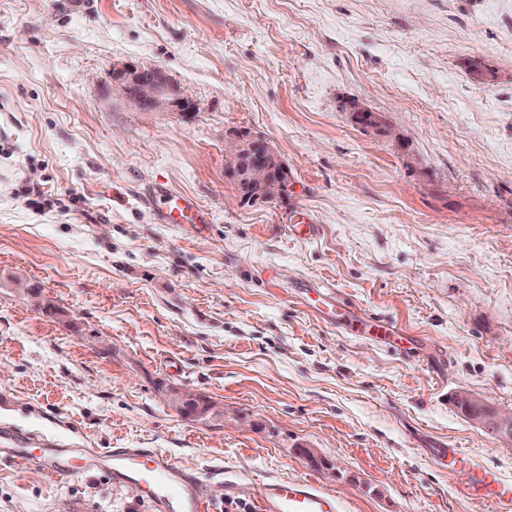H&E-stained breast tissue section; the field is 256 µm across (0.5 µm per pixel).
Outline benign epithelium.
<instances>
[{"label":"benign epithelium","mask_w":512,"mask_h":512,"mask_svg":"<svg viewBox=\"0 0 512 512\" xmlns=\"http://www.w3.org/2000/svg\"><path fill=\"white\" fill-rule=\"evenodd\" d=\"M114 80L128 98L145 109H176L189 112L191 103L182 97L176 86L163 71L156 67L136 68L122 66L114 70ZM350 120L364 130L380 128V118L367 115V110L357 104L347 109ZM225 157L228 165L235 168L243 182V194H255L263 200L279 197L286 182L278 155L271 146H266V160L257 165L249 160L245 135L239 130L225 134ZM454 401L469 408L467 418L474 424L492 430L500 441L512 444V410L504 412L487 399L470 391L455 394Z\"/></svg>","instance_id":"7a95c632"}]
</instances>
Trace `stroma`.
Returning a JSON list of instances; mask_svg holds the SVG:
<instances>
[{
    "mask_svg": "<svg viewBox=\"0 0 512 512\" xmlns=\"http://www.w3.org/2000/svg\"><path fill=\"white\" fill-rule=\"evenodd\" d=\"M119 65L161 68L192 111L134 105ZM233 128L287 165L283 197L242 200ZM160 182L212 224L157 223ZM305 215L318 238L289 234ZM306 286L408 347L328 324ZM462 388L512 409V0H0V424L168 453L212 512H260L267 477L344 512H496L432 455L512 480ZM185 392L212 410L184 416ZM0 512L145 510L0 454Z\"/></svg>",
    "mask_w": 512,
    "mask_h": 512,
    "instance_id": "stroma-1",
    "label": "stroma"
}]
</instances>
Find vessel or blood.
<instances>
[{
  "label": "vessel or blood",
  "instance_id": "1",
  "mask_svg": "<svg viewBox=\"0 0 512 512\" xmlns=\"http://www.w3.org/2000/svg\"><path fill=\"white\" fill-rule=\"evenodd\" d=\"M158 223L203 228L209 212L190 195L159 184L143 196ZM320 312L330 320L344 319L348 311L337 303L331 289L318 292ZM9 441V456L21 467L39 466L46 474H107L113 485L135 488L149 512H211L208 501L197 494L199 476L153 448H30L10 429H0V440ZM435 460L456 476L467 496L495 504L499 512H512V481L492 468L480 465L453 448H438ZM260 512H341V501L315 480L269 478L258 485Z\"/></svg>",
  "mask_w": 512,
  "mask_h": 512
}]
</instances>
